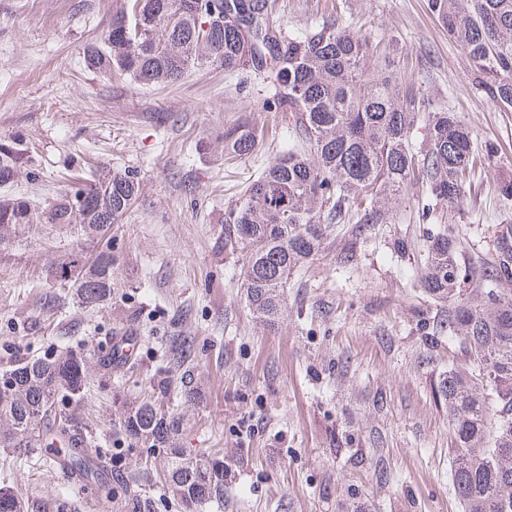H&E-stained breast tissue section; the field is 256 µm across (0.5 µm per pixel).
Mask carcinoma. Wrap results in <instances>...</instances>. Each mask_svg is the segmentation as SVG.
Returning <instances> with one entry per match:
<instances>
[{
    "mask_svg": "<svg viewBox=\"0 0 512 512\" xmlns=\"http://www.w3.org/2000/svg\"><path fill=\"white\" fill-rule=\"evenodd\" d=\"M429 12L467 56L477 86L503 109H512V0H427ZM398 41L370 34L346 17L339 0L321 23L284 34L270 0H112V18L84 49L87 67L105 76H128L141 86L169 85L192 69L215 66L245 79L268 72L265 110L289 113L287 138L278 157L247 185L239 203L224 211V248L247 253L241 288L257 322L273 325L285 311L283 293L292 270L314 257L324 225L351 214L361 224H383L391 204L422 184L421 219L437 207L464 203L476 168L495 156L479 153L461 116L432 109L395 65ZM425 121L426 150H416L414 129ZM263 134L246 119L224 128V155L257 154ZM23 139L0 140V187L28 172ZM135 173L96 172L87 185L35 208L0 199V250L22 233L45 224H72L80 235L106 234L136 199ZM462 241L452 225L430 236L421 287L448 304L447 313L423 324L426 335L456 340L465 365L439 383L453 426L449 480L463 512H512V227L493 240L491 259L479 272L460 262ZM77 302L93 308L112 298V254L95 263L60 266ZM92 360L63 347L0 372V447L18 455L41 446L74 449L70 468L112 503L116 494L85 453L93 428L81 414ZM185 401L198 398L194 373L180 375ZM129 440L163 454L164 487L181 505L199 487L198 502L224 498L232 476L223 457L182 448L180 416L149 400L126 405L121 420ZM9 485L0 486V512H25Z\"/></svg>",
    "mask_w": 512,
    "mask_h": 512,
    "instance_id": "1",
    "label": "carcinoma"
}]
</instances>
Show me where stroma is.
Listing matches in <instances>:
<instances>
[{"label":"stroma","instance_id":"35a3bbf8","mask_svg":"<svg viewBox=\"0 0 512 512\" xmlns=\"http://www.w3.org/2000/svg\"><path fill=\"white\" fill-rule=\"evenodd\" d=\"M285 30L331 12L335 0H274ZM364 31L397 36L396 61L420 93L460 113L496 162L474 177L461 207L418 220L412 187L387 223L353 233L326 227L321 250L288 278L286 312L272 327L251 315L240 283L242 250L224 247V211L250 176L280 153L288 117L254 105L255 85L202 67L168 86L105 78L83 62L112 17V0H0V139L22 137L32 176L8 196L43 207L68 189L65 168L136 174L140 191L104 238L55 224L0 252V371L20 358L72 346L98 356L116 336L138 343L130 364L96 371L84 404L95 428L88 450L112 466V512H184L159 479L157 450L126 440L123 403L168 381L165 408L183 418V446L224 455L235 472L224 498L201 512H462L449 482L451 422L437 385L465 356L428 336L437 308L420 288L428 238L456 225L461 259L512 225L497 192L512 172V112L485 98L460 49L426 0H349ZM249 115L265 132L258 155L228 161L215 139ZM112 254L108 304L81 308L57 263L78 252ZM193 342L200 388L180 396L168 361L173 340ZM33 448L15 464L0 448V482L28 512H88L84 490Z\"/></svg>","mask_w":512,"mask_h":512}]
</instances>
